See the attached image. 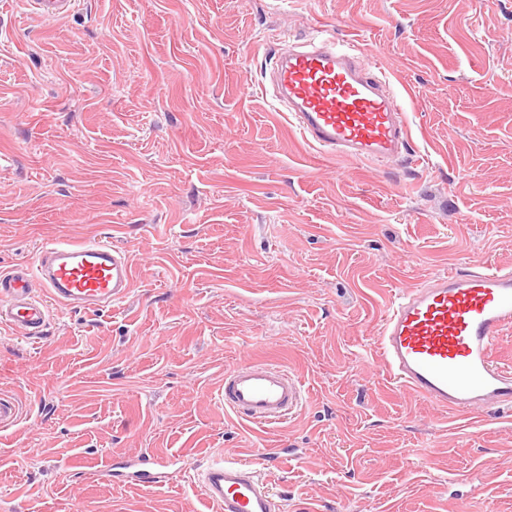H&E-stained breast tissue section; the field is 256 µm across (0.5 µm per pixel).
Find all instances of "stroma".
Returning a JSON list of instances; mask_svg holds the SVG:
<instances>
[{
  "label": "stroma",
  "instance_id": "obj_1",
  "mask_svg": "<svg viewBox=\"0 0 512 512\" xmlns=\"http://www.w3.org/2000/svg\"><path fill=\"white\" fill-rule=\"evenodd\" d=\"M316 26L406 93L401 160L326 157L277 112L280 43ZM93 236L142 271L125 302L0 326L11 512H209L186 474L99 477L150 450L254 461L282 512H512V408L448 421L369 351L399 286L512 264V0H0V270ZM247 354L302 377L293 418L214 402ZM77 0H30V5L42 17H63L72 11Z\"/></svg>",
  "mask_w": 512,
  "mask_h": 512
}]
</instances>
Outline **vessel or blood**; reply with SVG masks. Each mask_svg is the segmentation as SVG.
<instances>
[{
    "label": "vessel or blood",
    "instance_id": "1",
    "mask_svg": "<svg viewBox=\"0 0 512 512\" xmlns=\"http://www.w3.org/2000/svg\"><path fill=\"white\" fill-rule=\"evenodd\" d=\"M43 17H62L77 0H30ZM275 101L310 146L377 167L409 143L402 96L383 67L356 39L325 30L309 44L282 45L271 75ZM141 273L125 248L95 240L61 239L41 247L33 263L0 272V324L22 338L42 336L52 304L103 310L123 301ZM512 328V266L440 272L402 286L391 299L374 341L383 371L401 393L436 410L470 416L512 407V367L495 351ZM216 399L237 418L279 423L302 405L299 377L276 362L244 358L224 372ZM185 457L153 452L105 465L110 482L147 489L166 486L185 471ZM213 512H277L251 463L216 456L194 472Z\"/></svg>",
    "mask_w": 512,
    "mask_h": 512
}]
</instances>
